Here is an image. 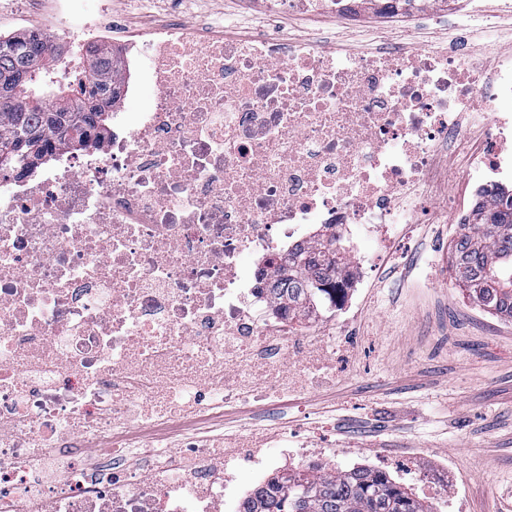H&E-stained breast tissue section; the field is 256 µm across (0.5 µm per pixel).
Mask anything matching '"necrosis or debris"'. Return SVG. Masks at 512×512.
I'll list each match as a JSON object with an SVG mask.
<instances>
[{
    "label": "necrosis or debris",
    "mask_w": 512,
    "mask_h": 512,
    "mask_svg": "<svg viewBox=\"0 0 512 512\" xmlns=\"http://www.w3.org/2000/svg\"><path fill=\"white\" fill-rule=\"evenodd\" d=\"M267 20L369 9L435 13L440 0H243ZM63 5L53 44L98 41ZM149 111L105 154L0 182V512H244L281 460L333 471L332 451L272 432L267 449L224 411L336 379V339L294 330L265 282L270 252L331 225L350 309L379 249L418 223L466 224L445 156L512 172V47L492 68L466 42L429 54L328 48L174 17L136 41ZM256 474L238 485L233 465ZM463 512L447 455L368 461Z\"/></svg>",
    "instance_id": "1"
}]
</instances>
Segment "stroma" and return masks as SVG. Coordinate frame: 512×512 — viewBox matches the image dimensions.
<instances>
[{
  "instance_id": "stroma-1",
  "label": "stroma",
  "mask_w": 512,
  "mask_h": 512,
  "mask_svg": "<svg viewBox=\"0 0 512 512\" xmlns=\"http://www.w3.org/2000/svg\"><path fill=\"white\" fill-rule=\"evenodd\" d=\"M503 0H481V13L458 9L417 13L387 25L369 16L355 28L313 17L268 26L260 10L235 0H112L119 39L160 25L170 12L223 27L228 34L271 28L302 38L335 31L337 47L356 51L373 40L397 44L410 28L411 46L436 50L468 36L484 61L504 44L489 28ZM57 0H0V34L54 27ZM452 224H417L380 251L349 313L336 315L337 335L356 350L341 361L335 384L293 393L276 405L226 409V431L243 426L301 434L311 448H332L339 467L362 452L385 456L445 452L454 461L467 512H512V320L471 303L453 277Z\"/></svg>"
}]
</instances>
